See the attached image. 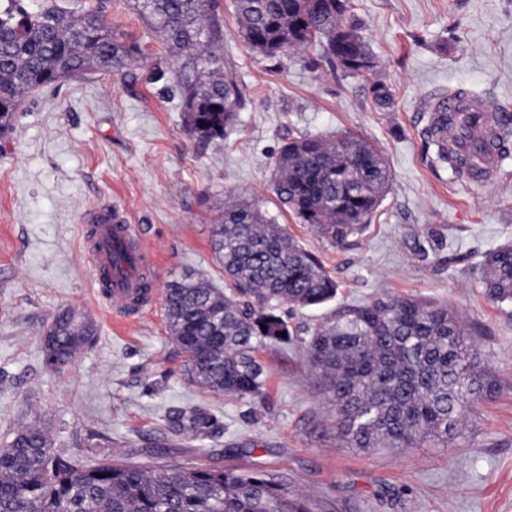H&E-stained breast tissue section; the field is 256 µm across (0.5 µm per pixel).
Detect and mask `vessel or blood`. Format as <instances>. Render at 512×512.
Instances as JSON below:
<instances>
[{
	"mask_svg": "<svg viewBox=\"0 0 512 512\" xmlns=\"http://www.w3.org/2000/svg\"><path fill=\"white\" fill-rule=\"evenodd\" d=\"M425 110L429 113L463 114L462 126L448 133L449 147L474 168L475 182H489L498 177L503 162L512 155L501 150L493 136L490 109L481 98L462 89L447 94L438 93L426 104ZM89 233L98 296L127 316L142 314L151 294L144 291L141 277L131 273L132 267L138 266L146 255V247L141 243V227L124 223L117 211L104 209L94 216ZM127 243L134 246L124 259L129 272L125 275L113 273L112 250Z\"/></svg>",
	"mask_w": 512,
	"mask_h": 512,
	"instance_id": "1",
	"label": "vessel or blood"
}]
</instances>
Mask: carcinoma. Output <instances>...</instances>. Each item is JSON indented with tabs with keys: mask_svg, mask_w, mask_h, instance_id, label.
Wrapping results in <instances>:
<instances>
[{
	"mask_svg": "<svg viewBox=\"0 0 512 512\" xmlns=\"http://www.w3.org/2000/svg\"><path fill=\"white\" fill-rule=\"evenodd\" d=\"M159 32L171 62L153 79L177 89L187 132L200 142L224 139L243 106L242 92L224 69V27L212 0H134ZM247 45L265 57L321 47V61L348 76L371 75L376 63L348 0H234ZM141 53L112 29L102 11L81 16L56 0H0V135L14 125L22 96L36 87L101 71L123 74ZM380 108L392 93L370 86ZM428 139L437 162L448 163L447 123L431 120ZM392 173L369 140L342 133L294 135L287 130L273 161L279 202L302 224L337 243L361 231L389 189ZM213 250L224 267V289L193 273L170 281L164 307L170 335L186 354L188 379L239 399L261 394L264 369L256 359L269 341L299 340L308 364L334 408L336 433L350 448H442L461 437L471 406L496 392V379L445 305L416 299H376L332 311L298 336L281 312L287 304L318 308L338 285L319 259L253 203L224 209L212 226ZM487 295L512 303V244L483 264ZM56 348L49 369L66 365L92 343L91 329L62 312L50 324ZM286 336H281V333ZM166 430L216 439L224 422L200 405L171 404ZM35 422L0 448V512H311L309 501L261 472L209 466L144 470L101 460L86 466L55 453Z\"/></svg>",
	"mask_w": 512,
	"mask_h": 512,
	"instance_id": "obj_1",
	"label": "carcinoma"
}]
</instances>
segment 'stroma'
Wrapping results in <instances>:
<instances>
[{
	"mask_svg": "<svg viewBox=\"0 0 512 512\" xmlns=\"http://www.w3.org/2000/svg\"><path fill=\"white\" fill-rule=\"evenodd\" d=\"M64 2L101 7L142 54L127 75L96 72L26 93L13 131L0 136V445L36 421L55 452L81 464L265 472L310 499L313 512H512V304L490 300L482 285L485 255L512 242V158L494 182L456 177L436 163L421 112L426 98L462 88L512 113V0H350L393 93L387 109L363 78L306 53L255 54L231 0H216L224 70L244 104L233 132L210 143L186 132L169 84L151 81L169 51L133 0ZM289 129L350 132L382 151L389 190L343 244L299 223L269 186ZM242 198L318 256L339 285L335 306L413 297L448 306L467 325L499 389L475 405L455 444L345 447L295 342L259 349L267 376L258 398L188 380L161 296L187 272L223 287L211 227ZM103 205L141 225L155 271L158 298L133 321L96 294L87 216ZM62 311L91 325L94 340L52 371L42 338ZM173 402L210 408L223 436L167 433Z\"/></svg>",
	"mask_w": 512,
	"mask_h": 512,
	"instance_id": "obj_1",
	"label": "stroma"
}]
</instances>
